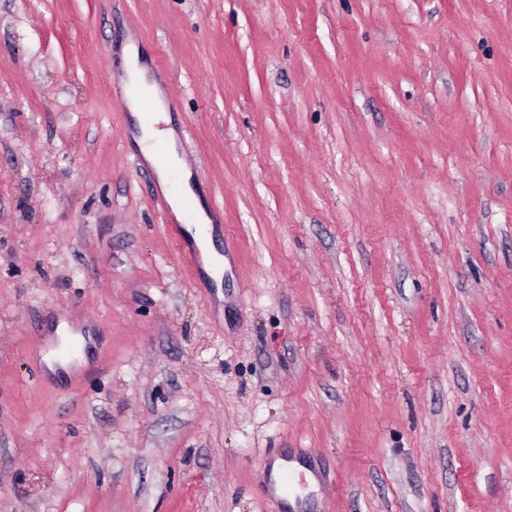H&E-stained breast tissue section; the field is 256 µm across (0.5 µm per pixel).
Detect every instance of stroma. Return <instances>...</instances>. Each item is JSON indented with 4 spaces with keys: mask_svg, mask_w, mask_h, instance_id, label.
Masks as SVG:
<instances>
[{
    "mask_svg": "<svg viewBox=\"0 0 512 512\" xmlns=\"http://www.w3.org/2000/svg\"><path fill=\"white\" fill-rule=\"evenodd\" d=\"M296 448L307 512H512V0H0V512H271ZM123 68L127 106L139 130L136 141L140 151L149 163H154L153 142L156 139L165 141L168 149V163L166 167L157 171L158 182L161 188L167 191L169 178L173 175L179 177L181 193L170 197L172 209L177 217L185 200L190 199L195 203L197 224L202 225L186 226L185 231L199 248L205 270L217 282L218 288H221L224 257L216 252L211 233H207L204 227L211 224V219L197 191L191 170L178 154L173 129L161 127L170 122L162 106V91L152 79L148 66L141 59L138 47L133 43L127 44L123 49ZM147 99L153 103L154 112L142 111L143 101Z\"/></svg>",
    "mask_w": 512,
    "mask_h": 512,
    "instance_id": "obj_1",
    "label": "stroma"
}]
</instances>
